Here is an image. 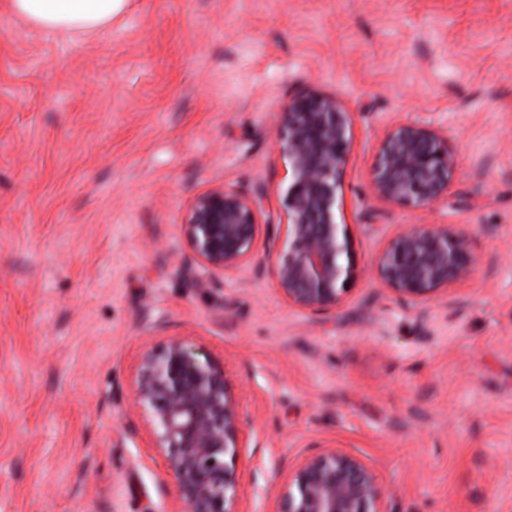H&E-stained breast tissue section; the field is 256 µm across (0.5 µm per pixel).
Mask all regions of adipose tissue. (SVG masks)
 <instances>
[{
	"mask_svg": "<svg viewBox=\"0 0 512 512\" xmlns=\"http://www.w3.org/2000/svg\"><path fill=\"white\" fill-rule=\"evenodd\" d=\"M127 0H9L11 12L30 27L63 37L100 32Z\"/></svg>",
	"mask_w": 512,
	"mask_h": 512,
	"instance_id": "ef3b65f1",
	"label": "adipose tissue"
}]
</instances>
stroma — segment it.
I'll use <instances>...</instances> for the list:
<instances>
[{
	"mask_svg": "<svg viewBox=\"0 0 512 512\" xmlns=\"http://www.w3.org/2000/svg\"><path fill=\"white\" fill-rule=\"evenodd\" d=\"M305 93L354 122L362 272L323 314L251 269L182 268L199 194L287 185L278 118ZM402 122L456 158L427 207L373 195ZM422 224L469 226L481 264L412 305L370 267ZM175 334L239 403V512H275L328 447L375 471L387 512H512V0H128L76 41L0 0V512H178L130 391Z\"/></svg>",
	"mask_w": 512,
	"mask_h": 512,
	"instance_id": "35a3bbf8",
	"label": "stroma"
}]
</instances>
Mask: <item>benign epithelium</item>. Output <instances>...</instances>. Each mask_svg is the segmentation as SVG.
Returning <instances> with one entry per match:
<instances>
[{"label": "benign epithelium", "instance_id": "benign-epithelium-1", "mask_svg": "<svg viewBox=\"0 0 512 512\" xmlns=\"http://www.w3.org/2000/svg\"><path fill=\"white\" fill-rule=\"evenodd\" d=\"M278 149L288 186L278 195L283 235L256 249L264 195L219 185L198 195L181 230L188 262L220 277L247 265L266 274L288 306L331 311L358 273L351 225L340 218L342 186L353 145V117L333 96L315 93L280 113ZM456 159L448 138L420 123H400L381 139L372 170L380 202L424 207L448 193ZM474 236L462 224L407 227L379 253V281L411 303L449 294L475 274ZM132 405L151 447L174 477L182 512H238L233 463L247 447L239 406L224 366L182 336L138 356ZM377 475L360 458L325 448L297 468L278 494L277 512H386Z\"/></svg>", "mask_w": 512, "mask_h": 512}]
</instances>
